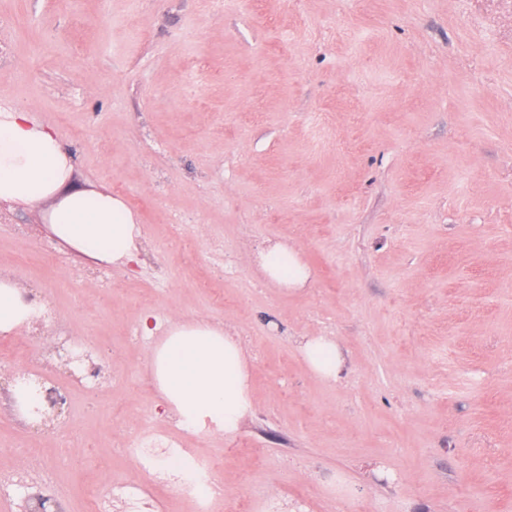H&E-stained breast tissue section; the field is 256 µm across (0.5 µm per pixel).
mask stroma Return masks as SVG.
Masks as SVG:
<instances>
[{
    "label": "stroma",
    "mask_w": 512,
    "mask_h": 512,
    "mask_svg": "<svg viewBox=\"0 0 512 512\" xmlns=\"http://www.w3.org/2000/svg\"><path fill=\"white\" fill-rule=\"evenodd\" d=\"M0 101L143 237L96 265L43 209L0 203V273L47 309L28 346L0 335V471L41 462L0 512H94L127 481L199 512L157 484L166 458L126 453L134 423L223 460L225 496L256 506L512 512V0H0ZM269 240L301 250L308 287L261 282ZM191 319L245 341L234 435L180 425L151 382ZM313 335L341 342L338 381L302 360ZM17 375L59 389L57 420L17 415Z\"/></svg>",
    "instance_id": "stroma-1"
}]
</instances>
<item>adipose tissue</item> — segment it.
Listing matches in <instances>:
<instances>
[{
    "label": "adipose tissue",
    "mask_w": 512,
    "mask_h": 512,
    "mask_svg": "<svg viewBox=\"0 0 512 512\" xmlns=\"http://www.w3.org/2000/svg\"><path fill=\"white\" fill-rule=\"evenodd\" d=\"M74 164L57 134L29 112L0 103V200L45 206L52 235L96 264L124 266L136 259L141 231L133 213L111 193L77 187ZM261 279L298 290L312 279L300 252L288 243H267L258 252ZM45 313L9 278L0 276V333L14 334ZM298 349L310 370L338 380L345 358L334 337H301ZM151 372L166 408L180 424L231 435L253 402L249 361L237 336L206 320L174 324L155 348Z\"/></svg>",
    "instance_id": "adipose-tissue-1"
}]
</instances>
